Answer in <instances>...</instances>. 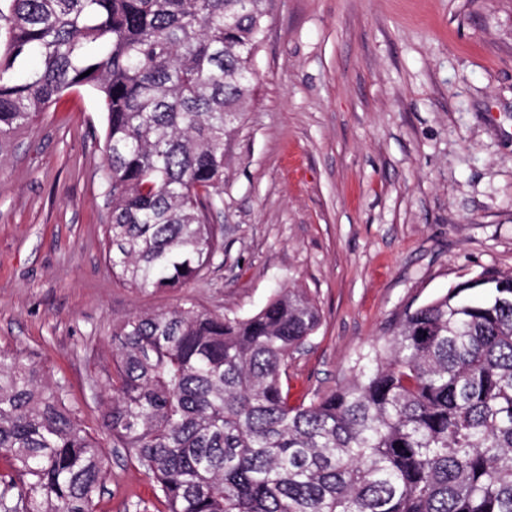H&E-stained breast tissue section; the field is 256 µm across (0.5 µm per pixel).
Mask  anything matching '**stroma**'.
<instances>
[{
	"mask_svg": "<svg viewBox=\"0 0 512 512\" xmlns=\"http://www.w3.org/2000/svg\"><path fill=\"white\" fill-rule=\"evenodd\" d=\"M257 80L210 216L224 254L178 292L105 259L106 115L66 91L0 146V346L64 382L106 448L94 512H162L101 426L112 328L185 298L245 316L278 289L321 310L288 361L293 401L344 383L358 353L488 268L512 273V0H274Z\"/></svg>",
	"mask_w": 512,
	"mask_h": 512,
	"instance_id": "obj_1",
	"label": "stroma"
}]
</instances>
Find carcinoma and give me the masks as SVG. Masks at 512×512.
I'll list each match as a JSON object with an SVG mask.
<instances>
[{
  "label": "carcinoma",
  "mask_w": 512,
  "mask_h": 512,
  "mask_svg": "<svg viewBox=\"0 0 512 512\" xmlns=\"http://www.w3.org/2000/svg\"><path fill=\"white\" fill-rule=\"evenodd\" d=\"M273 0H0V144L65 91L106 113V257L178 291L224 243L210 215ZM29 60L35 66L24 70ZM321 324L302 289L248 316L186 299L112 330L103 428L165 512H512V274L405 311L351 379L293 402ZM0 512H93L105 453L22 353L0 348Z\"/></svg>",
  "instance_id": "carcinoma-1"
}]
</instances>
